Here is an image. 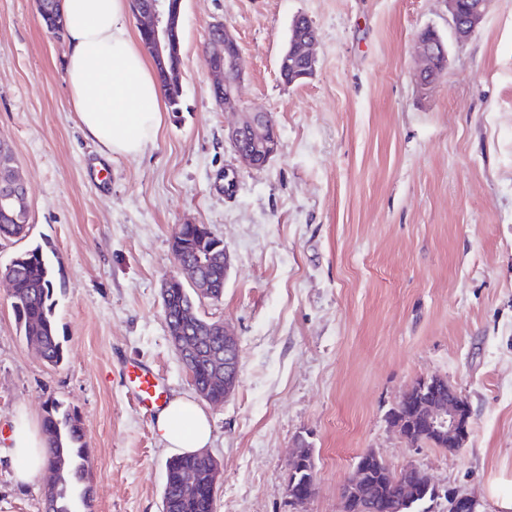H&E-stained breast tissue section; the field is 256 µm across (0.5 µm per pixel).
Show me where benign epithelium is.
Instances as JSON below:
<instances>
[{"mask_svg":"<svg viewBox=\"0 0 512 512\" xmlns=\"http://www.w3.org/2000/svg\"><path fill=\"white\" fill-rule=\"evenodd\" d=\"M453 35L457 42L469 40L483 21L487 0H445ZM182 0H148V4L135 10L139 30L145 35L143 46L154 61L164 67L170 61L180 58L178 35ZM317 36L296 41L284 49L283 55H296L307 63V70L301 74L306 79L317 67L314 46ZM213 49L206 57L205 65L215 77L214 85L224 87V105L234 102L237 85L243 75L244 63L239 48L229 33L211 40ZM448 59V47L442 37L427 28L418 36V66L416 80L420 90L432 87L442 76ZM225 140L233 152L253 169L264 168L278 153L279 134L267 115L255 113L246 120L230 126ZM175 271L168 275L163 288H183L189 282L203 287L200 271L208 264V257L197 255L194 260H185L173 255ZM239 379V343L229 331L224 330V396H229ZM443 385L437 376L419 380L414 393H406L401 405L415 402L419 408L428 409L427 434L434 440L448 437V444L460 448L468 436L471 418L467 402L454 391H448V399L438 400L437 389ZM478 503L470 495L456 494L449 498L448 512H477Z\"/></svg>","mask_w":512,"mask_h":512,"instance_id":"benign-epithelium-1","label":"benign epithelium"}]
</instances>
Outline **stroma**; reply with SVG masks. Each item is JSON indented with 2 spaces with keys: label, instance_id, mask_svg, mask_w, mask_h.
<instances>
[{
  "label": "stroma",
  "instance_id": "35a3bbf8",
  "mask_svg": "<svg viewBox=\"0 0 512 512\" xmlns=\"http://www.w3.org/2000/svg\"><path fill=\"white\" fill-rule=\"evenodd\" d=\"M318 35L315 74L285 85L277 63L292 19ZM223 23L244 62L237 106H218L205 66ZM448 44L440 80H415L419 33ZM183 95L137 158L84 139L65 81L67 40L36 0H0V140L27 188L30 229L0 239V269L43 245L64 360L17 332L0 283V437L47 400L77 411L92 466L93 512H161L169 452L124 385L152 365L170 395L194 388L169 343L160 290L171 238L205 224L231 267L199 313L239 339V384L205 404L221 466L215 512H341L355 459L426 472L448 496L500 512L488 488L512 482V0H487L456 42L444 0H183ZM271 115L280 149L261 170L224 140ZM108 172L90 179L87 163ZM236 187L214 186L223 169ZM448 381L472 409L463 448L408 446L388 416L419 378ZM306 440L316 491L293 504L292 452ZM0 455V512H43L44 478L13 480Z\"/></svg>",
  "mask_w": 512,
  "mask_h": 512
}]
</instances>
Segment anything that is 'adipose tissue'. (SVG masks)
<instances>
[{"mask_svg":"<svg viewBox=\"0 0 512 512\" xmlns=\"http://www.w3.org/2000/svg\"><path fill=\"white\" fill-rule=\"evenodd\" d=\"M63 7L66 82L83 135L103 154L142 155L157 138L164 108L155 64L132 35L128 0H63ZM154 430L171 452L198 453L212 443L209 417L187 395L162 406ZM5 450L19 462V484L42 473L45 442L27 419L15 422Z\"/></svg>","mask_w":512,"mask_h":512,"instance_id":"obj_1","label":"adipose tissue"}]
</instances>
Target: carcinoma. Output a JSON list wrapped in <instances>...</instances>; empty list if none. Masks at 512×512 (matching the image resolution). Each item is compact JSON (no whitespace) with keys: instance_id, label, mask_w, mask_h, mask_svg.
<instances>
[{"instance_id":"carcinoma-1","label":"carcinoma","mask_w":512,"mask_h":512,"mask_svg":"<svg viewBox=\"0 0 512 512\" xmlns=\"http://www.w3.org/2000/svg\"><path fill=\"white\" fill-rule=\"evenodd\" d=\"M45 12L40 14L45 28L57 35L65 25L53 19L56 0H44ZM312 33L309 21L299 16L293 19L290 38L302 40ZM181 60L158 70L164 98L172 111H179L182 98ZM30 224L24 186H19L15 199L0 201V235L18 234ZM4 278L13 282L11 306L19 332L30 344L40 346L42 357L51 364L63 359V348L56 334L53 306V266L48 254L39 245L17 255L3 270ZM205 276L211 283L210 298L220 299L224 293V266L213 263L206 267ZM169 322L170 336H193L201 339L202 348L182 358L190 365L194 384L210 393L224 391L223 383L212 382L213 369L206 352L224 349V336L219 334L216 321L198 313L201 298L193 288L170 289L162 295ZM47 455L44 512H73L71 504L88 505L91 499L92 476L85 433L78 413L52 401L47 404L42 420ZM299 464L294 480L288 482V496L297 500L307 497L313 485L314 461L308 444L301 443ZM366 455L356 462L362 478L354 499L355 512H386L383 504H394L392 512H428L430 492L424 474L401 469L395 471L384 461L364 467ZM192 470L198 485L186 489L181 484L184 472ZM220 477V465L210 455L196 453L174 456L166 463L163 506L166 512H214L215 488Z\"/></svg>"}]
</instances>
